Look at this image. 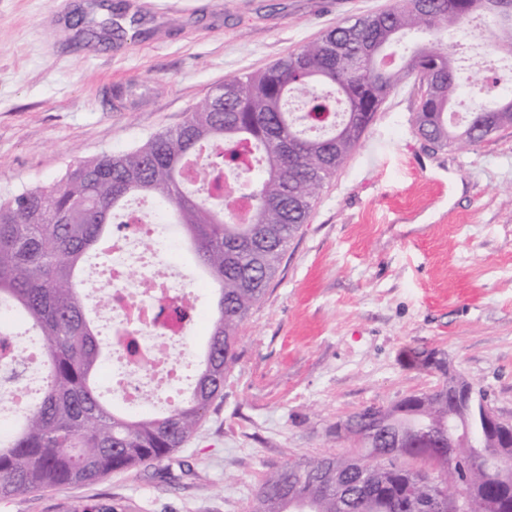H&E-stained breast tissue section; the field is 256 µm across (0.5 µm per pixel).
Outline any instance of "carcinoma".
Here are the masks:
<instances>
[{
    "label": "carcinoma",
    "instance_id": "carcinoma-1",
    "mask_svg": "<svg viewBox=\"0 0 512 512\" xmlns=\"http://www.w3.org/2000/svg\"><path fill=\"white\" fill-rule=\"evenodd\" d=\"M485 28L487 47L512 55V0H395L382 12L343 21L262 71L224 81L181 125L137 148L103 153L68 168L58 184L0 198V306L23 314L49 363L38 404L15 433L0 439V500L34 490L91 482L151 465L182 446L224 391L238 334L276 278L288 244L301 232L319 190L333 178L387 100L417 87L415 134L437 150L476 147L512 126V94L452 119L458 59L438 33L463 37ZM224 147V167L259 170L253 209L237 222L205 187H189L187 164ZM133 196L167 202L217 285L216 315L191 391L162 413L128 417L101 399L98 338L77 276L105 252L115 212ZM409 434L392 450L384 416ZM465 429L448 461V422ZM347 455L302 459L270 472L251 512H440L450 493H512V470L483 413L459 406L448 388L410 394L382 412L349 416ZM67 512H128L117 501L77 503Z\"/></svg>",
    "mask_w": 512,
    "mask_h": 512
}]
</instances>
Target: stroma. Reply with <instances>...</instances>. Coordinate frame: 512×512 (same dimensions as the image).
<instances>
[{
  "label": "stroma",
  "mask_w": 512,
  "mask_h": 512,
  "mask_svg": "<svg viewBox=\"0 0 512 512\" xmlns=\"http://www.w3.org/2000/svg\"><path fill=\"white\" fill-rule=\"evenodd\" d=\"M395 0H0V195L56 184L77 161L180 125L225 79L266 68ZM398 89L320 190L245 321L224 393L181 448L147 468L0 501L62 512H249L265 473L342 454L336 425L443 383L409 350L512 419V127L429 149Z\"/></svg>",
  "instance_id": "1"
}]
</instances>
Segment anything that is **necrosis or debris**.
Listing matches in <instances>:
<instances>
[{
	"label": "necrosis or debris",
	"mask_w": 512,
	"mask_h": 512,
	"mask_svg": "<svg viewBox=\"0 0 512 512\" xmlns=\"http://www.w3.org/2000/svg\"><path fill=\"white\" fill-rule=\"evenodd\" d=\"M146 237L154 242L150 253L130 251V244ZM166 250L152 213L130 205L113 227L109 263L89 274L93 290H112V305L104 315L112 324V357L122 368L116 384L131 409L143 404L145 394L176 384L185 369L172 351L189 335L195 305L184 275L165 263ZM6 342L10 354L0 357V378L8 372L15 378L7 385L0 382V415L12 418L37 404L45 378L35 366L39 354L33 342L24 336H10Z\"/></svg>",
	"instance_id": "4bbe7bcc"
}]
</instances>
